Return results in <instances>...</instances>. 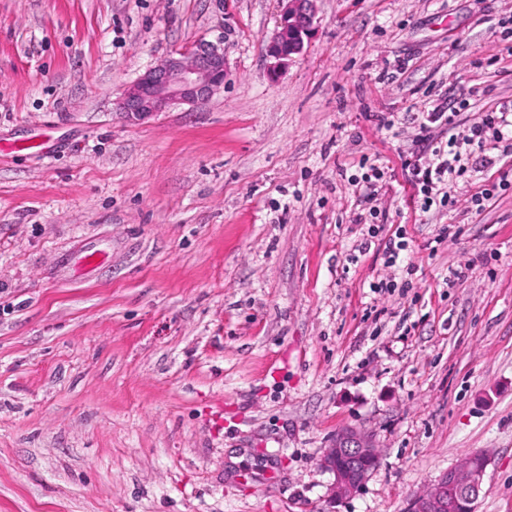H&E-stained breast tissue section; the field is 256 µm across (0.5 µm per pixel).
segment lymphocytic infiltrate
Here are the masks:
<instances>
[{"instance_id":"lymphocytic-infiltrate-1","label":"lymphocytic infiltrate","mask_w":512,"mask_h":512,"mask_svg":"<svg viewBox=\"0 0 512 512\" xmlns=\"http://www.w3.org/2000/svg\"><path fill=\"white\" fill-rule=\"evenodd\" d=\"M459 111L439 106L426 113L421 128L425 131L422 154L405 161L409 183L421 201L422 212L431 208H455L457 200L451 187L467 169L470 158H478L484 168H497L498 183L476 187L471 201L477 211H484L487 203L499 191L512 188V104L499 105L479 112L466 134H457ZM440 127L446 140L430 134L432 127Z\"/></svg>"}]
</instances>
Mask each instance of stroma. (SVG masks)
Masks as SVG:
<instances>
[{
    "instance_id": "35a3bbf8",
    "label": "stroma",
    "mask_w": 512,
    "mask_h": 512,
    "mask_svg": "<svg viewBox=\"0 0 512 512\" xmlns=\"http://www.w3.org/2000/svg\"><path fill=\"white\" fill-rule=\"evenodd\" d=\"M278 11L0 0V512H409L470 453L476 512H512V190L475 214L472 171L425 213L401 166L419 113L512 99V0H317L274 77ZM219 37L209 101L117 112ZM364 158L393 170L373 239ZM347 427L382 459L332 506Z\"/></svg>"
}]
</instances>
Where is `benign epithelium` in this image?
Returning a JSON list of instances; mask_svg holds the SVG:
<instances>
[{"instance_id":"obj_1","label":"benign epithelium","mask_w":512,"mask_h":512,"mask_svg":"<svg viewBox=\"0 0 512 512\" xmlns=\"http://www.w3.org/2000/svg\"><path fill=\"white\" fill-rule=\"evenodd\" d=\"M315 0H281L276 31L267 45L273 59L270 75L288 65L300 53L314 31ZM227 78L224 48L198 42L188 50L174 52L126 86L119 113L137 123L165 111L174 103L197 105L224 87ZM380 462L371 437L354 429L338 434L324 449L319 465L334 474L330 503H340L356 494ZM486 472V458L470 454L456 467L443 472L412 502L410 512H463V500L475 502Z\"/></svg>"}]
</instances>
